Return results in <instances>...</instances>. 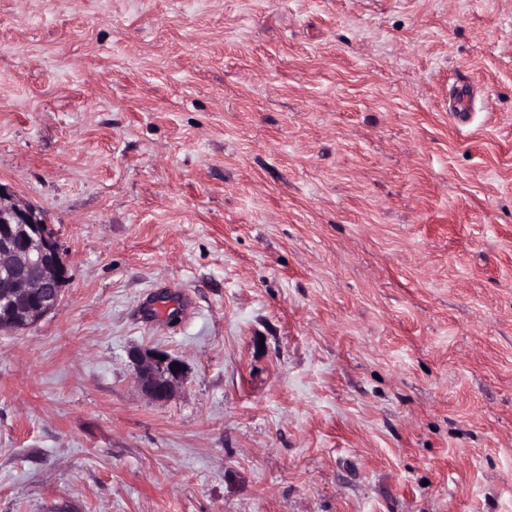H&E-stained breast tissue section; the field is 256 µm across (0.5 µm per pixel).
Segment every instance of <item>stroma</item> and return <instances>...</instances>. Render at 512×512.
Masks as SVG:
<instances>
[{
  "label": "stroma",
  "mask_w": 512,
  "mask_h": 512,
  "mask_svg": "<svg viewBox=\"0 0 512 512\" xmlns=\"http://www.w3.org/2000/svg\"><path fill=\"white\" fill-rule=\"evenodd\" d=\"M0 184V512H512V0H0ZM472 109L471 95L468 85L462 82L449 95L448 112L458 126L466 125ZM36 209L0 185V331L18 332L54 311L68 264ZM3 265L1 266V264ZM128 357L139 388L152 401L167 399L185 380L183 363L164 350L135 348L129 351ZM173 363L180 365V369L173 368Z\"/></svg>",
  "instance_id": "1"
}]
</instances>
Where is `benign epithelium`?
<instances>
[{"label":"benign epithelium","mask_w":512,"mask_h":512,"mask_svg":"<svg viewBox=\"0 0 512 512\" xmlns=\"http://www.w3.org/2000/svg\"><path fill=\"white\" fill-rule=\"evenodd\" d=\"M55 235L36 209L0 185V331L18 332L54 311L68 279ZM137 384L152 401L167 399L185 380L180 360L156 348L128 353Z\"/></svg>","instance_id":"1"}]
</instances>
